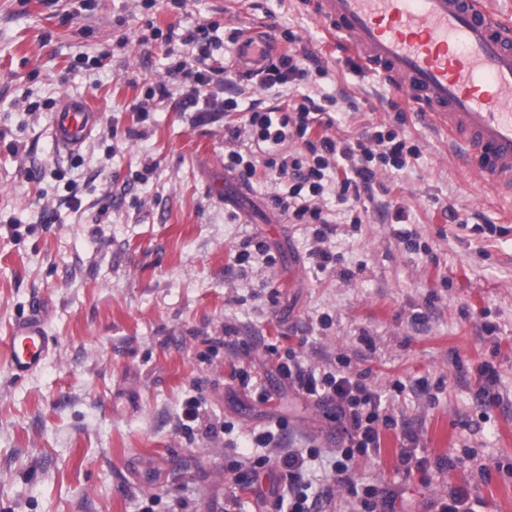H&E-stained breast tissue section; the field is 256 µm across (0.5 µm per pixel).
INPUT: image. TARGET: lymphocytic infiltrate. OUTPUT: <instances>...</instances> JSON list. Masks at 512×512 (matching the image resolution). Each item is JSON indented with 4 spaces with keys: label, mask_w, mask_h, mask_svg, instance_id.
Segmentation results:
<instances>
[{
    "label": "lymphocytic infiltrate",
    "mask_w": 512,
    "mask_h": 512,
    "mask_svg": "<svg viewBox=\"0 0 512 512\" xmlns=\"http://www.w3.org/2000/svg\"><path fill=\"white\" fill-rule=\"evenodd\" d=\"M164 40L169 44L195 46L199 49L196 62L178 60L169 67L172 79L184 83L179 105L185 112H237L247 110L243 127L228 126L231 140L248 137L251 151L228 150L224 165L237 172L242 180H251L258 168L267 174L288 179L285 194L274 196L276 209L288 213L294 223L314 225L310 255L318 269L335 262L328 246L333 232L324 212L325 197L334 194L338 202L359 201L372 194L382 174L408 167L419 155V149L401 131H377L353 140L331 135L333 119L329 115L331 98L302 95L300 101L281 100L277 105L243 104L238 91L239 79L228 67L209 65V28L199 25L191 29L168 27ZM256 47L266 58V66L252 73L256 84L270 89L298 87L306 84L310 68L305 59L293 53L272 57L267 42ZM294 149L283 152L284 144ZM283 374L297 381L312 396L323 395L347 404L349 428L348 446L335 463L339 477H346L350 462L357 453L378 449L381 443V398L366 385L363 377H350L341 370H301L285 364Z\"/></svg>",
    "instance_id": "f902f5d3"
}]
</instances>
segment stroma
<instances>
[{"label": "stroma", "instance_id": "obj_1", "mask_svg": "<svg viewBox=\"0 0 512 512\" xmlns=\"http://www.w3.org/2000/svg\"><path fill=\"white\" fill-rule=\"evenodd\" d=\"M200 24L217 25L210 50L230 66L236 28L313 52L332 135L385 124L418 145L361 198L368 223L328 197L326 269L264 173L248 186L225 170L247 145L226 136L241 113L174 97L134 111L174 62L154 29ZM66 95L99 114L73 152L51 135ZM479 182L447 130L343 55L303 0H0V512H278L290 452L323 512H387L392 492L396 512H439L453 493L512 512V201ZM395 202L416 246L386 216ZM35 313L53 345L20 376L9 338ZM292 355L364 375L392 420L351 485L332 469L348 421L282 376ZM263 432L274 440L256 447Z\"/></svg>", "mask_w": 512, "mask_h": 512}]
</instances>
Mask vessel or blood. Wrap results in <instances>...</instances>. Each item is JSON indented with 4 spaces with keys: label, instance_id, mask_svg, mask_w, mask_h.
<instances>
[{
    "label": "vessel or blood",
    "instance_id": "vessel-or-blood-1",
    "mask_svg": "<svg viewBox=\"0 0 512 512\" xmlns=\"http://www.w3.org/2000/svg\"><path fill=\"white\" fill-rule=\"evenodd\" d=\"M314 12L353 58L447 128L464 172L512 197V27L485 0H314ZM97 121L86 102L66 97L52 136L74 150ZM51 345L39 318L17 325L14 371L33 372Z\"/></svg>",
    "mask_w": 512,
    "mask_h": 512
}]
</instances>
